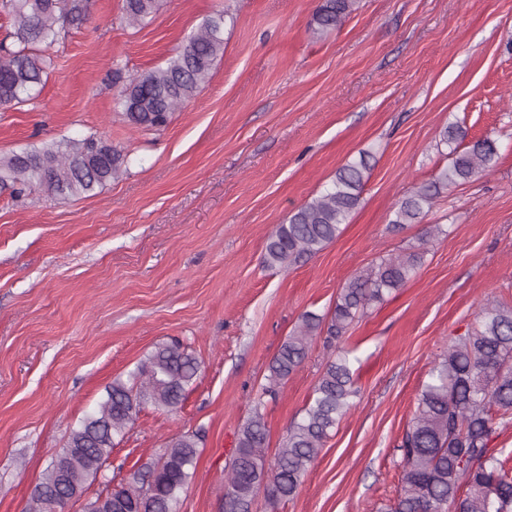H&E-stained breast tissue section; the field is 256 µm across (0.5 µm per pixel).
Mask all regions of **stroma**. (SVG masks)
I'll return each instance as SVG.
<instances>
[{
  "instance_id": "obj_1",
  "label": "stroma",
  "mask_w": 512,
  "mask_h": 512,
  "mask_svg": "<svg viewBox=\"0 0 512 512\" xmlns=\"http://www.w3.org/2000/svg\"><path fill=\"white\" fill-rule=\"evenodd\" d=\"M319 0H159L129 24L121 0L50 48L40 95L0 108V152L99 134L127 159L89 197L0 193V512L31 493L113 379L180 341L201 370L180 408L147 405L85 498L120 483L172 437L202 436L179 512H222L238 433L253 412L266 454L281 448L336 355L317 336L279 390L268 365L301 315L328 314L343 284L422 249L404 286L372 304L344 342L359 390L297 494L252 512H379L401 489L397 448L428 373L486 301L512 305V0H359L319 34ZM224 55L169 125H128L115 98L164 65L208 16ZM496 141L487 174L445 190L421 223L395 203L447 163L439 133ZM366 158L370 178L341 234L315 255L268 267L276 225ZM434 235H427V228Z\"/></svg>"
}]
</instances>
